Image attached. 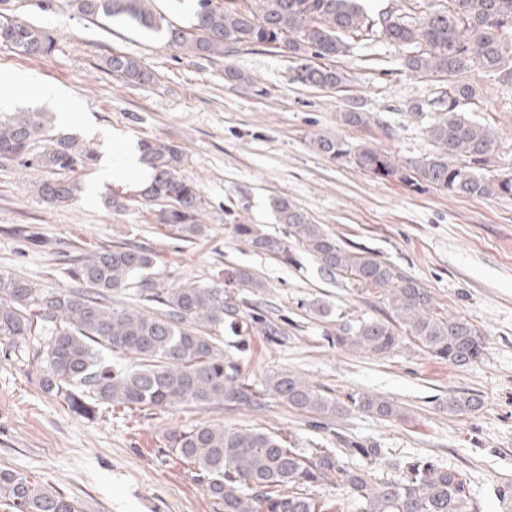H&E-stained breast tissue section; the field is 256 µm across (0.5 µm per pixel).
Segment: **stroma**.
Here are the masks:
<instances>
[{
	"label": "stroma",
	"instance_id": "stroma-1",
	"mask_svg": "<svg viewBox=\"0 0 512 512\" xmlns=\"http://www.w3.org/2000/svg\"><path fill=\"white\" fill-rule=\"evenodd\" d=\"M0 12L50 31L55 40L53 52L40 58L0 47V72L28 80L16 92L13 111L46 113L54 130L91 140L97 155L116 164L128 146L144 140L177 145L184 157L180 175L206 201L205 231L191 238L158 223L154 207L137 202L135 175L114 178L93 202L86 188L98 166L76 167L62 174L77 188L74 199L52 205L37 194L41 172L0 159V271L41 290L68 288L74 256L116 246L151 252L152 272L164 287L220 284L226 270L249 269L265 283L261 312L286 331L277 344L251 332L244 368L254 387L286 370L335 395L376 394L410 412L408 420L389 423L352 412L325 428L308 426L272 399L257 409L157 410L128 420L103 409L80 416L41 391L39 362L0 346V467L53 486L83 512H214L191 471L164 453V432L205 419L289 431L308 445L335 447L342 432L380 440L397 457L437 456L466 472L482 512H501L495 486L512 481V198L414 190L309 145L322 134L353 147L365 142L403 160L433 153L425 123L407 111L430 100L441 83L402 70L399 47L380 35L354 41L350 54L336 59L352 76L346 90L336 92L294 83L295 61L274 50L199 58L169 47L164 33L82 15L72 0H0ZM115 51L140 60L153 82L132 86L108 72L105 60ZM228 62L244 81H225ZM466 79L478 92V119L501 138L494 168L512 174V86L478 69ZM42 87L77 100L79 112L62 118L55 102L39 95ZM353 104L370 113V126L340 124V112ZM114 196L127 198L125 210L106 206ZM280 197L341 242L364 247L421 283L437 311L468 318L486 341L484 360L456 368L412 345L376 356L329 344L326 337L339 324L379 316L384 304L324 272L307 253L285 265L232 234L228 210L287 237L272 208ZM315 299L330 304V320L310 312ZM459 392L482 395L484 408L473 415L443 411Z\"/></svg>",
	"mask_w": 512,
	"mask_h": 512
}]
</instances>
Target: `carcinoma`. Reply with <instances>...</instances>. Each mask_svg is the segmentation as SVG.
<instances>
[{
	"label": "carcinoma",
	"mask_w": 512,
	"mask_h": 512,
	"mask_svg": "<svg viewBox=\"0 0 512 512\" xmlns=\"http://www.w3.org/2000/svg\"><path fill=\"white\" fill-rule=\"evenodd\" d=\"M365 2L197 0L190 36L158 13L152 0H75V6L82 14L123 18L145 30L165 28L170 47L200 58L224 57L240 47L270 48L297 61L296 82L337 91L347 86L350 75L324 60L350 53L349 39L379 31L401 47L403 69L448 81V91L426 105H413L410 113L429 119L427 132L436 150L402 162L370 146L353 151L339 138L318 136L310 146L335 160L347 157L377 179L413 189L511 197L512 175L491 169L499 136L469 112L477 91L460 76L477 67L501 84H512V0H407L398 8H370ZM0 46L20 56H44L52 51L54 38L0 14ZM106 66L131 85L153 81L151 71L122 52L108 56ZM339 122L365 127L370 116L354 107L340 113ZM0 158L58 174L94 162L96 153L72 134H49L40 115L17 112L0 119ZM141 161L153 177L140 196L161 203L158 222L176 225L191 237L201 234L206 201L196 185L177 173L182 151L146 140ZM37 189L50 204L67 203L76 191L58 179H42ZM273 208L277 222L288 227V236L321 270L356 288L379 290L388 303L384 318L347 321L326 337L329 343L372 355L410 343L459 368L485 358L487 345L476 327L462 315L434 311L432 296L419 282L371 253L346 248L290 200L278 198ZM227 217L231 232L253 250L297 263L296 252L282 239L232 213ZM152 266V256L134 248L84 254L69 268L76 287L55 291H41L20 275L0 272V345L32 351V358L40 360L42 391L80 414H95L103 405L131 413L186 407L205 411L220 405L259 408L270 396L322 420L350 412L388 422L408 419L404 408L388 398L362 392L342 400L290 371L269 374L263 391L255 390L240 358L249 350V326L260 325L272 342L285 337L247 297L266 284L249 270L235 268L225 286L162 288L147 274ZM131 285L139 300L161 311L114 306L112 293ZM483 407L476 393L450 395L446 405L451 415ZM165 439L168 453L194 470L215 512H328L329 502L314 493L321 486L346 494L355 512H481L464 471L437 457H395L377 440L338 433L335 448H305L291 433L208 420L173 427ZM495 495L502 512H512V481L498 484ZM0 507L7 512H81L78 501L9 468H0Z\"/></svg>",
	"instance_id": "obj_1"
}]
</instances>
